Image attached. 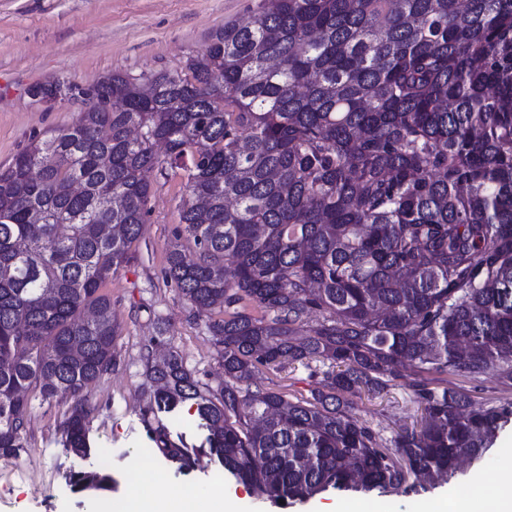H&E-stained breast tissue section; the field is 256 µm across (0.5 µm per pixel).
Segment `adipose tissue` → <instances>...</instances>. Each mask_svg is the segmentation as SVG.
Wrapping results in <instances>:
<instances>
[{
	"label": "adipose tissue",
	"mask_w": 512,
	"mask_h": 512,
	"mask_svg": "<svg viewBox=\"0 0 512 512\" xmlns=\"http://www.w3.org/2000/svg\"><path fill=\"white\" fill-rule=\"evenodd\" d=\"M130 470L132 477L125 492L128 512H236L222 479H214L203 493L176 484L156 495L152 486L161 481L162 473L148 466L146 453L131 460ZM421 512H512V464L504 467L494 482L475 480L461 492L428 502Z\"/></svg>",
	"instance_id": "adipose-tissue-1"
}]
</instances>
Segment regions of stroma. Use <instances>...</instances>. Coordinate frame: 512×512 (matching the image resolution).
<instances>
[{
	"label": "stroma",
	"mask_w": 512,
	"mask_h": 512,
	"mask_svg": "<svg viewBox=\"0 0 512 512\" xmlns=\"http://www.w3.org/2000/svg\"><path fill=\"white\" fill-rule=\"evenodd\" d=\"M259 0H0V167L8 166L33 133L71 125L79 104L36 102L29 89L57 78L87 85L120 71L131 75L159 73L174 68L189 54L201 50L211 35L255 8ZM151 212L136 244V258L115 273L106 285L120 326L113 343L116 365L92 390L97 412L90 424L97 455L74 461L61 443L58 425L65 411L58 402H35L27 426L26 448L20 456L0 457V512H88L89 504L67 484L70 467L91 470L102 460L112 464L114 479L108 494L122 508L130 478V460L151 447L142 421L147 403L145 355L177 351L202 388L222 381L217 347L206 318L196 316L175 285L164 282L166 254L179 225L178 206L184 190L180 176H154ZM322 363L282 370L260 369L255 385L285 389L289 398L307 396L314 373ZM437 386L453 387L477 407L512 404V385L494 375L472 380L459 374L439 375ZM356 419L391 443L401 428L420 421L422 411L412 391L396 385L380 397H353ZM172 432L188 441L201 440L192 404L182 405L170 421ZM199 466L187 475H175L174 464L160 455L152 462L170 483L205 489L220 467L208 449L199 445ZM512 462V421L499 431L487 457L468 460L455 477L427 482L416 480L413 492L372 491L390 512H417L423 501L440 497L472 480L494 481ZM225 491L234 496L237 512H332L350 493L333 491L282 509L257 498L251 490L226 479Z\"/></svg>",
	"instance_id": "35a3bbf8"
}]
</instances>
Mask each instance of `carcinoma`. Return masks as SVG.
Instances as JSON below:
<instances>
[{"mask_svg":"<svg viewBox=\"0 0 512 512\" xmlns=\"http://www.w3.org/2000/svg\"><path fill=\"white\" fill-rule=\"evenodd\" d=\"M30 95L85 109L0 168V456L25 448L37 398L67 405L63 446L91 455L119 329L104 288L134 259L148 174L169 170L185 195L165 279L224 370L203 390L177 352L145 357L144 422L179 473L196 449L160 415L186 401L209 453L275 505L406 493L486 453L512 410L424 375L512 383V0H262L172 70ZM312 362L333 370L306 398L246 385ZM398 380L422 419L388 448L348 397Z\"/></svg>","mask_w":512,"mask_h":512,"instance_id":"1","label":"carcinoma"}]
</instances>
